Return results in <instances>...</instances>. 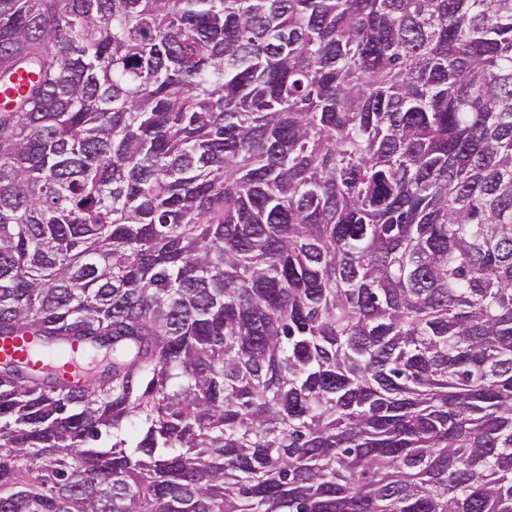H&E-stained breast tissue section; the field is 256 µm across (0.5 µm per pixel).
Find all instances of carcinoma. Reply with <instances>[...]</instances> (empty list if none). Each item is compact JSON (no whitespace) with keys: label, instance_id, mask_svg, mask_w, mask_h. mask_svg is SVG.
<instances>
[{"label":"carcinoma","instance_id":"obj_1","mask_svg":"<svg viewBox=\"0 0 512 512\" xmlns=\"http://www.w3.org/2000/svg\"><path fill=\"white\" fill-rule=\"evenodd\" d=\"M20 71L0 512H512V0H0Z\"/></svg>","mask_w":512,"mask_h":512}]
</instances>
